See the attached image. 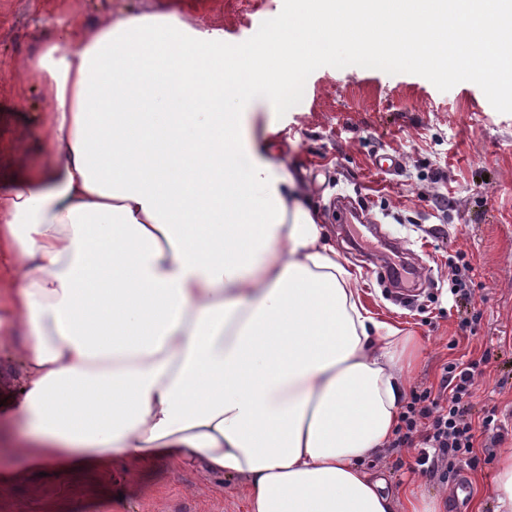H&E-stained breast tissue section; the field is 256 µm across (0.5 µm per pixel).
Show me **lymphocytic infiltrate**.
<instances>
[{
  "instance_id": "1",
  "label": "lymphocytic infiltrate",
  "mask_w": 512,
  "mask_h": 512,
  "mask_svg": "<svg viewBox=\"0 0 512 512\" xmlns=\"http://www.w3.org/2000/svg\"><path fill=\"white\" fill-rule=\"evenodd\" d=\"M481 374L479 361L451 362L443 368L439 390L425 387L411 391L390 443L394 449L413 450L409 471L433 477L444 467L453 475L458 463L475 466L483 460L492 461L494 445L502 438L501 424L491 413L477 426L470 418ZM481 434L490 444L479 455L474 448Z\"/></svg>"
}]
</instances>
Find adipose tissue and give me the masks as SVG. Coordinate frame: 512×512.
<instances>
[{
    "mask_svg": "<svg viewBox=\"0 0 512 512\" xmlns=\"http://www.w3.org/2000/svg\"><path fill=\"white\" fill-rule=\"evenodd\" d=\"M460 46L512 0H447ZM307 19L290 58L331 46ZM235 79L224 82L225 66ZM50 104L47 164L0 184V323L23 340L13 448L59 473L167 455L244 479L246 512H394L368 462L395 436L410 337L364 306L293 176L225 97L285 100L298 70L174 15L70 14L27 61ZM164 118L133 152L143 102Z\"/></svg>",
    "mask_w": 512,
    "mask_h": 512,
    "instance_id": "1",
    "label": "adipose tissue"
}]
</instances>
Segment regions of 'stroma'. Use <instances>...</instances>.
<instances>
[{
    "instance_id": "1",
    "label": "stroma",
    "mask_w": 512,
    "mask_h": 512,
    "mask_svg": "<svg viewBox=\"0 0 512 512\" xmlns=\"http://www.w3.org/2000/svg\"><path fill=\"white\" fill-rule=\"evenodd\" d=\"M88 28L107 16L173 13L201 29L223 31L230 44L261 46L274 29L300 15L299 0H0V176L42 159L46 103L21 81L25 60L52 43L70 13ZM433 67L385 70L365 50L335 51L307 65L293 104L254 101L246 111L265 159L302 185L338 259L358 277L365 306L380 322L417 337L421 358L414 388L438 386L443 366L483 359L479 404L512 417V68L501 96L486 93L479 65L453 60L447 42L431 44ZM401 156L394 174L371 170L380 154ZM369 209L392 237L406 241L425 275L418 295L390 297L387 285L353 250L337 199ZM473 266L475 297L448 302V258ZM476 316L474 331L460 321ZM0 325V400L25 387L20 348ZM0 512H245V482L167 460L115 463L70 476L39 475L12 456L0 474ZM497 463L470 470L462 512H496Z\"/></svg>"
}]
</instances>
